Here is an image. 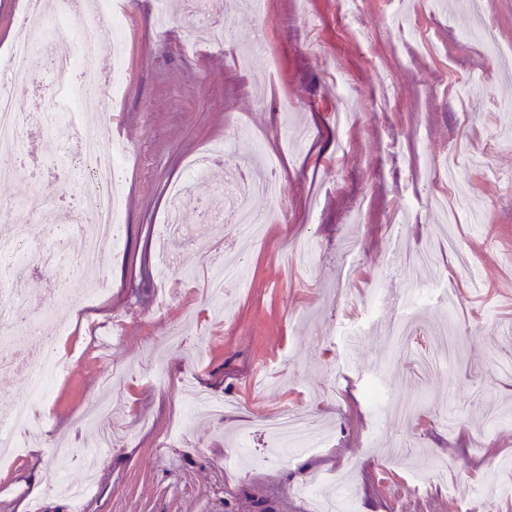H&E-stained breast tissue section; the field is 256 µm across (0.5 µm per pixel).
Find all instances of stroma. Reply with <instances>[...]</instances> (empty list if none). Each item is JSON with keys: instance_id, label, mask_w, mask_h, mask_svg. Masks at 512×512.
<instances>
[{"instance_id": "stroma-1", "label": "stroma", "mask_w": 512, "mask_h": 512, "mask_svg": "<svg viewBox=\"0 0 512 512\" xmlns=\"http://www.w3.org/2000/svg\"><path fill=\"white\" fill-rule=\"evenodd\" d=\"M201 18L228 22L227 53L186 51L185 11L160 32L149 0H125L119 22L86 31L72 16L57 31L123 77L106 110L132 160L119 172L122 237L101 253L99 302L84 304L75 262L0 266L31 312L69 324L77 351L33 405L40 426L19 431L25 452L0 471V512L32 500L71 512L51 481L85 473L50 460L58 443L100 452L83 512H309L296 490L316 473L338 512H467L490 495L512 512V373L492 365L512 359V191L501 185L512 178V78L467 40L472 18L457 0H364L348 24L336 0H266L260 12L204 0ZM38 128L30 122L28 145L40 166L18 160L0 200L38 190L50 203L44 247L67 238L76 254L95 229L67 222L83 179L58 157L85 142ZM215 140L253 165L279 159L282 197L256 203L264 240L221 223L219 162L185 198L183 232L166 233L169 185ZM195 236L222 246L242 283L205 296L210 261ZM304 238L314 263H286ZM162 248L183 266L161 279ZM408 319L415 353L400 358L395 329ZM445 340L454 361L420 371L417 353ZM380 383L390 404L416 403L411 420L370 404ZM287 404L317 424L318 453L277 450L263 419ZM108 431L115 440L100 448ZM425 457L445 478L414 480Z\"/></svg>"}]
</instances>
